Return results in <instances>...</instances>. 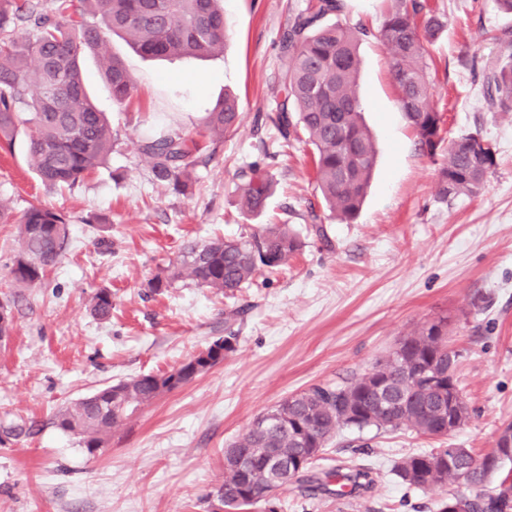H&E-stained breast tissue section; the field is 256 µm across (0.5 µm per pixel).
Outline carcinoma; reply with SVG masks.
<instances>
[{
	"label": "carcinoma",
	"instance_id": "obj_1",
	"mask_svg": "<svg viewBox=\"0 0 512 512\" xmlns=\"http://www.w3.org/2000/svg\"><path fill=\"white\" fill-rule=\"evenodd\" d=\"M222 0H0V141L12 140L21 124L30 128L29 164L52 186L73 187L99 167L112 152V127L83 88L80 60L86 50L103 57V75L112 100L121 106L135 89L124 62L108 53L110 37H123L146 58L205 57L224 51ZM345 8L344 0H305L291 16L280 40L281 70L273 88L277 112L270 120L282 143L305 135L315 151L316 182L332 214L353 220L361 210L376 163L373 137L362 122L357 92L361 59L358 45L366 29L329 23ZM448 28L445 15L421 0H398L386 13L379 36L390 58V73L400 110L428 149L440 139L441 117L433 102L426 73L430 48ZM483 94L489 107L512 112V40L505 42L498 65L486 74ZM240 104L226 94L207 113L198 137L167 129L140 140L138 149L150 160L153 177L185 193L191 173L205 154L234 135L240 124ZM496 152L479 132L448 141V158L441 170L438 194L449 200L475 196L495 165ZM240 208L259 214L265 208L272 181L254 164L238 172ZM0 223L19 225V248L10 268L18 284L41 281L60 260L70 235V221L41 204L30 205L14 217L0 205ZM302 246L299 237L282 225H269L247 240L214 238L189 241L179 258L148 282L158 292L185 278L196 286L231 297L249 283L260 268L274 270ZM94 317L112 316V292L98 291L91 307ZM442 318L403 339L400 358L378 362L370 371L342 385L314 384L283 400L256 418L246 433L231 444L251 451L246 470L225 456L224 483L216 496L224 512L268 504L273 492L299 481L318 460L313 449L325 448L343 430L367 428L410 430L421 436L444 437L448 418L454 429L469 419L461 400L448 407V387L462 394L455 379L459 352L448 347ZM236 336L219 338L189 359L211 367L234 351ZM174 374L146 373L95 392L58 409L55 426L76 435L90 455L103 447L112 428L175 389ZM276 457L289 464L277 472L267 467ZM394 474L410 488L427 490L449 482L480 490L473 498L453 494L448 501L463 503V512H512V496L501 487L484 490L498 469L468 449L454 468L448 449L436 448L402 458ZM328 481L351 483V491L366 492L374 484L371 472L347 466L325 472Z\"/></svg>",
	"mask_w": 512,
	"mask_h": 512
}]
</instances>
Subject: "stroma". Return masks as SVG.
Returning a JSON list of instances; mask_svg holds the SVG:
<instances>
[{
  "label": "stroma",
  "instance_id": "stroma-1",
  "mask_svg": "<svg viewBox=\"0 0 512 512\" xmlns=\"http://www.w3.org/2000/svg\"><path fill=\"white\" fill-rule=\"evenodd\" d=\"M302 0H224L221 55L145 59L118 37L135 80L130 101H112L99 52L81 58L87 92L116 136L106 164L79 185H45L28 161L29 130L0 143V203L14 214L39 203L64 214L70 237L41 282L16 284L9 271L17 227L0 224V300L14 323L0 340V512H209L224 481V450L254 419L311 385L340 384L422 326L448 320L460 356L456 379L470 418L442 438L408 430H346L324 449L316 476L355 462L376 484L345 502L277 489L279 512H438L441 500L468 494L462 484L427 491L402 484L395 461L434 448L481 456L512 423V112L491 111L483 96L512 14L496 0H427L446 14L447 31L429 59L443 138L422 148L400 111L389 58L378 37L386 0H346L337 22L365 26L359 93L377 147V164L358 217H329L315 181L313 148H280L269 120L280 72V38ZM240 102L236 135L225 139L179 194L158 184L138 150L141 136L169 128L195 133L224 93ZM480 132L496 164L479 194L437 195L449 139ZM262 161L274 190L262 213H243L236 172ZM324 227L316 235L313 223ZM285 224L303 246L286 266L261 271L227 299L192 281L161 293L147 283L183 244L250 236ZM112 316L89 312L100 289ZM235 332L233 352L206 373L165 393L114 427L88 455L54 424L59 408L106 384L169 372L213 340Z\"/></svg>",
  "mask_w": 512,
  "mask_h": 512
}]
</instances>
